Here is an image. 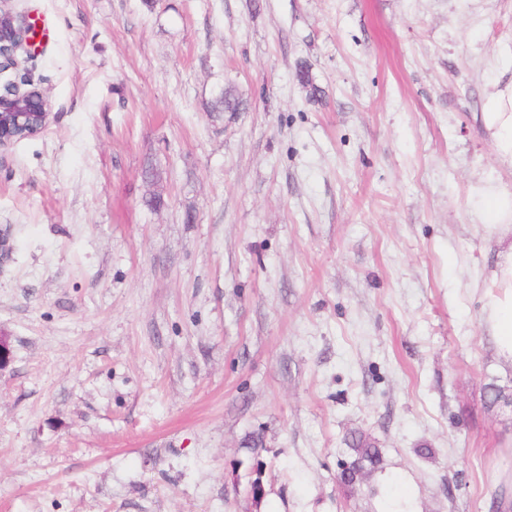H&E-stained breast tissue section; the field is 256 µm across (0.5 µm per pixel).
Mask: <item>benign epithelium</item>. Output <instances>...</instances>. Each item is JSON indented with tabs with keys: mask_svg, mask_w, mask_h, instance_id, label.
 I'll list each match as a JSON object with an SVG mask.
<instances>
[{
	"mask_svg": "<svg viewBox=\"0 0 512 512\" xmlns=\"http://www.w3.org/2000/svg\"><path fill=\"white\" fill-rule=\"evenodd\" d=\"M36 25L35 19L20 23L10 10L0 7V74L17 65V51L34 55ZM50 117L48 100L40 90L23 91L11 80L0 81V149L19 140L15 135L19 130L28 131L30 137L41 133Z\"/></svg>",
	"mask_w": 512,
	"mask_h": 512,
	"instance_id": "obj_1",
	"label": "benign epithelium"
}]
</instances>
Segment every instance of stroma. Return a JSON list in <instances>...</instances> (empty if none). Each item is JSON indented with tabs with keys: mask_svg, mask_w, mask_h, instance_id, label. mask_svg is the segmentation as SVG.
Returning a JSON list of instances; mask_svg holds the SVG:
<instances>
[{
	"mask_svg": "<svg viewBox=\"0 0 512 512\" xmlns=\"http://www.w3.org/2000/svg\"><path fill=\"white\" fill-rule=\"evenodd\" d=\"M10 8L49 30L6 76L51 123L0 150V512H490L512 368L480 189L512 170L481 114L512 0ZM355 431L384 469L348 496Z\"/></svg>",
	"mask_w": 512,
	"mask_h": 512,
	"instance_id": "35a3bbf8",
	"label": "stroma"
}]
</instances>
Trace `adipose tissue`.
<instances>
[{
	"instance_id": "1",
	"label": "adipose tissue",
	"mask_w": 512,
	"mask_h": 512,
	"mask_svg": "<svg viewBox=\"0 0 512 512\" xmlns=\"http://www.w3.org/2000/svg\"><path fill=\"white\" fill-rule=\"evenodd\" d=\"M501 166L512 169V78L497 82L482 114ZM481 222L498 246L483 315L490 324L497 355L512 367V188L491 184L483 193Z\"/></svg>"
}]
</instances>
